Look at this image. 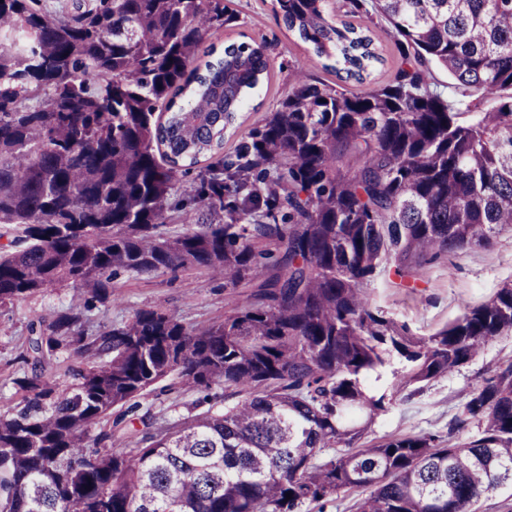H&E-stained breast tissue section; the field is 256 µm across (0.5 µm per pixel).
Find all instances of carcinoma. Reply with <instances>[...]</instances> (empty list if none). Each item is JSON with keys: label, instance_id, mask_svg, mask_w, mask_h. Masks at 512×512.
<instances>
[{"label": "carcinoma", "instance_id": "carcinoma-1", "mask_svg": "<svg viewBox=\"0 0 512 512\" xmlns=\"http://www.w3.org/2000/svg\"><path fill=\"white\" fill-rule=\"evenodd\" d=\"M230 2L0 0V225L17 232L0 307L83 291L31 324L22 399L0 411V512H305L355 488L357 512H474L512 492V362L466 396L448 434L474 423L468 442L360 441L512 334V284L428 336L364 293L512 225V0H344L343 20L273 0L336 80L282 93L226 158L271 67L263 41L204 45L197 20L234 27ZM376 17L397 69L353 92L382 62ZM187 208L197 227L170 230ZM179 269L256 288L204 327L141 309L87 335L114 280ZM63 351L87 362L60 390ZM165 381L200 394L187 414L143 407Z\"/></svg>", "mask_w": 512, "mask_h": 512}]
</instances>
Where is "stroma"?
<instances>
[{
	"label": "stroma",
	"instance_id": "1",
	"mask_svg": "<svg viewBox=\"0 0 512 512\" xmlns=\"http://www.w3.org/2000/svg\"><path fill=\"white\" fill-rule=\"evenodd\" d=\"M231 5L239 16L236 25L226 30H207L206 41L220 47L229 39L265 40L273 72L270 89L262 88L254 94L234 137L226 142L229 151L276 107L279 92L309 76L325 74L322 59L308 52L276 22L271 0H232ZM510 282L512 226L502 229L489 246H475L437 260L414 287L396 288L386 278H378L368 287L365 298L371 307L408 323L415 333L427 335L462 316L470 307L489 300L498 288ZM249 291L244 284L226 286L222 273L205 269L126 275L115 282L107 302L89 312L86 328L94 334L126 321L134 310L155 308L169 311L186 325L201 327L223 319ZM81 301L78 289L62 287L0 308V408L13 406L20 398L14 380L24 371L18 357L27 346L31 323ZM510 361L512 335L496 338L469 363L452 369L410 401L378 416L365 443L418 432L450 435L458 443L468 441L476 435V426L452 435L448 432L450 422L459 414L469 391L499 365Z\"/></svg>",
	"mask_w": 512,
	"mask_h": 512
}]
</instances>
